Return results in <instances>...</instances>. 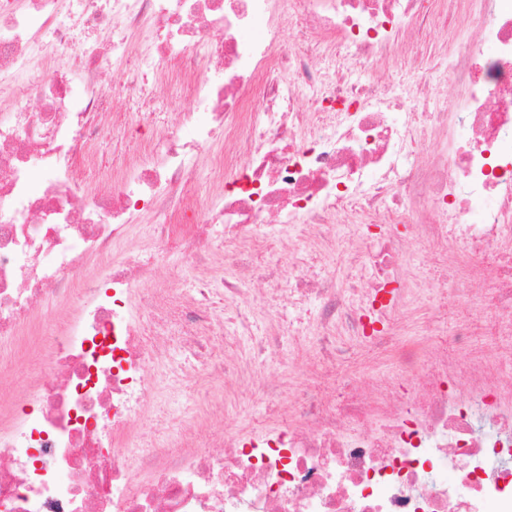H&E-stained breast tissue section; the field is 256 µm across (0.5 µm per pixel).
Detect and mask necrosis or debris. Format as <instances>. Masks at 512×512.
Wrapping results in <instances>:
<instances>
[{
    "instance_id": "obj_1",
    "label": "necrosis or debris",
    "mask_w": 512,
    "mask_h": 512,
    "mask_svg": "<svg viewBox=\"0 0 512 512\" xmlns=\"http://www.w3.org/2000/svg\"><path fill=\"white\" fill-rule=\"evenodd\" d=\"M429 2L0 0V341L41 298L67 308L0 421V512H512V0H437L448 39L426 62ZM385 63L412 66L407 87ZM115 68L124 112L102 80ZM147 80L190 110L83 192L93 143L145 120ZM206 155L211 203L192 189ZM143 212L144 255L125 246ZM422 249L485 296L449 316ZM174 251L195 273L186 295L153 282ZM356 347L395 368L337 384ZM302 354L319 376L284 393ZM230 377L279 417L240 426ZM198 379L206 394L139 449L156 400Z\"/></svg>"
}]
</instances>
